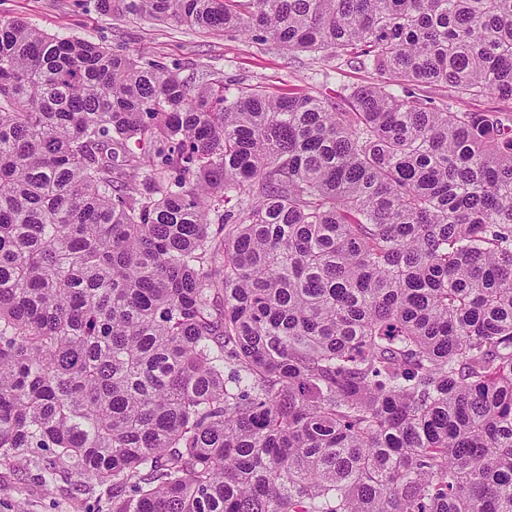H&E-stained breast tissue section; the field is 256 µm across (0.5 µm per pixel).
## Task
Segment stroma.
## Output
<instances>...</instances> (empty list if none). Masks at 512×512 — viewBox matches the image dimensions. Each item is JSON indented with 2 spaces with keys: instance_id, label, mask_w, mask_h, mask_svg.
I'll use <instances>...</instances> for the list:
<instances>
[{
  "instance_id": "stroma-1",
  "label": "stroma",
  "mask_w": 512,
  "mask_h": 512,
  "mask_svg": "<svg viewBox=\"0 0 512 512\" xmlns=\"http://www.w3.org/2000/svg\"><path fill=\"white\" fill-rule=\"evenodd\" d=\"M0 16L18 18L61 37H81L132 53L183 65L185 74H210L225 83L273 92L317 94L340 85L370 82V71L337 67L320 54H287L274 45L230 38L172 22L140 21L98 11L94 0H0ZM76 479L45 489L39 470L25 459L0 463V512H91Z\"/></svg>"
}]
</instances>
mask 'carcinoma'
<instances>
[{"label":"carcinoma","instance_id":"obj_1","mask_svg":"<svg viewBox=\"0 0 512 512\" xmlns=\"http://www.w3.org/2000/svg\"><path fill=\"white\" fill-rule=\"evenodd\" d=\"M332 96L0 17V461L109 512H512V0H95Z\"/></svg>","mask_w":512,"mask_h":512}]
</instances>
